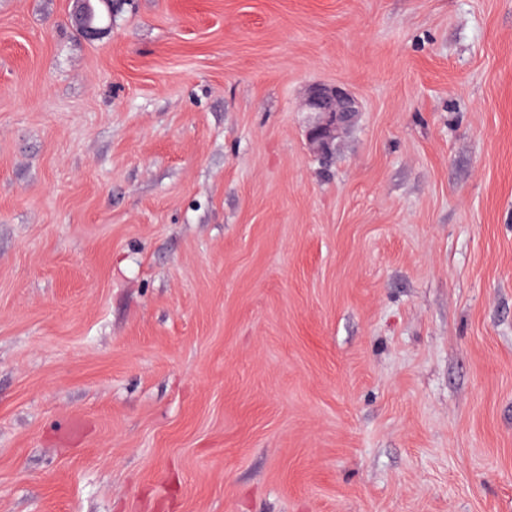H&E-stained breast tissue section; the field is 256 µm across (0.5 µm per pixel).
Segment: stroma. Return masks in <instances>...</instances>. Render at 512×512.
<instances>
[{
  "label": "stroma",
  "mask_w": 512,
  "mask_h": 512,
  "mask_svg": "<svg viewBox=\"0 0 512 512\" xmlns=\"http://www.w3.org/2000/svg\"><path fill=\"white\" fill-rule=\"evenodd\" d=\"M77 8L0 0V512H512V0ZM304 109L318 115L307 132L309 144L321 155L333 154L336 135L357 112L355 99L342 85L314 84L308 90Z\"/></svg>",
  "instance_id": "stroma-1"
}]
</instances>
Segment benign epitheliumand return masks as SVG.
Masks as SVG:
<instances>
[{
    "label": "benign epithelium",
    "mask_w": 512,
    "mask_h": 512,
    "mask_svg": "<svg viewBox=\"0 0 512 512\" xmlns=\"http://www.w3.org/2000/svg\"><path fill=\"white\" fill-rule=\"evenodd\" d=\"M92 15L91 0H82L80 31L88 38L99 32V28L92 23ZM304 109L318 115L317 121L307 132L309 144L317 153L329 155L333 153L336 135L349 124L357 111V103L342 85L314 84L308 90Z\"/></svg>",
    "instance_id": "obj_1"
}]
</instances>
